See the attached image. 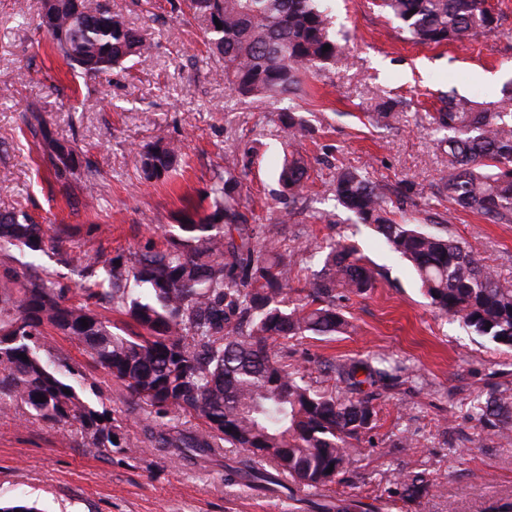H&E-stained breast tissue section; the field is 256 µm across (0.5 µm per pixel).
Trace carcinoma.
Segmentation results:
<instances>
[{
  "label": "carcinoma",
  "instance_id": "1",
  "mask_svg": "<svg viewBox=\"0 0 512 512\" xmlns=\"http://www.w3.org/2000/svg\"><path fill=\"white\" fill-rule=\"evenodd\" d=\"M182 2L208 50L224 60L225 86L242 98L276 104L289 149L279 174L288 205L278 223H252L242 205V180L228 162L210 184L214 211L178 225L165 249L126 261L110 255L89 261L90 274L99 267L106 272L107 288H83L73 301L69 289L48 277L5 270L18 288L0 289V411L19 404L45 422L76 426L89 448L118 447L110 413L82 398L83 377L45 356L40 336L50 327L122 382L131 403L162 418L193 413L208 425L203 433L149 425L145 435L152 447L184 448L204 460L226 446L239 448L245 458L224 464V480L269 490L285 487L288 477L317 488L347 472V440L372 428L377 410L368 395L345 398L313 387L274 349L293 337L346 330L336 296L365 293L376 273L355 246L333 240L317 245L321 270L304 286H292L296 261L283 248L280 225L304 208L308 164L297 145L309 127L286 102L305 93L314 69L342 65L348 55L331 36L320 0ZM372 2L419 44L469 42L496 25L487 0ZM37 29L46 31L72 71L89 78L145 59L153 49L101 0H40ZM428 118L448 149V201L491 224H512V94L479 102L451 93ZM19 122L40 144L41 163L61 187L78 179L82 189L93 191L98 170L68 141L53 137L41 113L24 112ZM181 163L176 145L157 143L142 153L143 179L160 180ZM334 190L356 223L374 227L392 252L411 263L439 313L512 349V284L502 283L459 240L390 217L385 186L357 171L340 170ZM60 244L25 212H0V250L21 245L43 252ZM97 306L120 312L125 327L112 330ZM337 371L353 387L392 378L369 358L341 363ZM42 396L46 401H38ZM474 409L488 421L512 418V402L503 396L479 400ZM266 460L273 462L269 470L262 465ZM399 485L410 502L430 490L419 471L402 473Z\"/></svg>",
  "mask_w": 512,
  "mask_h": 512
}]
</instances>
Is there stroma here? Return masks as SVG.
I'll use <instances>...</instances> for the list:
<instances>
[{
    "mask_svg": "<svg viewBox=\"0 0 512 512\" xmlns=\"http://www.w3.org/2000/svg\"><path fill=\"white\" fill-rule=\"evenodd\" d=\"M19 1L0 0V211L28 213L63 246L2 250L0 272L29 263L33 274L74 292L88 283L86 261L98 251L127 257L164 248L167 225L212 212L209 184L228 155L238 160L256 223L274 222L283 159L276 116L267 103L231 94L223 61L206 53L197 27L178 19L175 0H109L156 48L97 80L73 75L43 33L19 25ZM488 4L499 17L494 30L464 46H427L411 41L371 0H322L349 58L323 68L294 101L312 129L300 150L313 172L306 209L282 232L299 280L320 267L305 254L307 242L333 237L354 244L377 281L341 299L349 332L293 338L283 353L313 385L342 394L349 388L335 364L385 355L414 369L413 376L365 386L378 416L350 442L342 481L269 494L225 482L224 464L240 458L238 449L205 462L146 447L154 414L132 406L120 382L50 329L51 353L83 376L85 399L111 413L121 445L81 447L64 439L62 426L24 409L0 413L1 502L33 503L40 512H322L336 503L364 512H512V426H481L471 411L489 392L512 396V352L438 315L408 263L355 223L330 186L338 168L359 170L387 185L393 207L416 212L424 227L461 241L512 282V224L451 209L442 189L448 156L425 119L443 94L493 102L512 82V0ZM390 99L402 103L396 126L374 119ZM31 110L95 162L100 180L92 204L78 187L65 197L46 167L36 166L39 148L17 127L19 114ZM169 141L181 147L182 168L145 181L143 151ZM320 214L335 215V223L317 222ZM407 470L426 472L431 483L413 504L400 497L399 475Z\"/></svg>",
    "mask_w": 512,
    "mask_h": 512,
    "instance_id": "obj_1",
    "label": "stroma"
}]
</instances>
